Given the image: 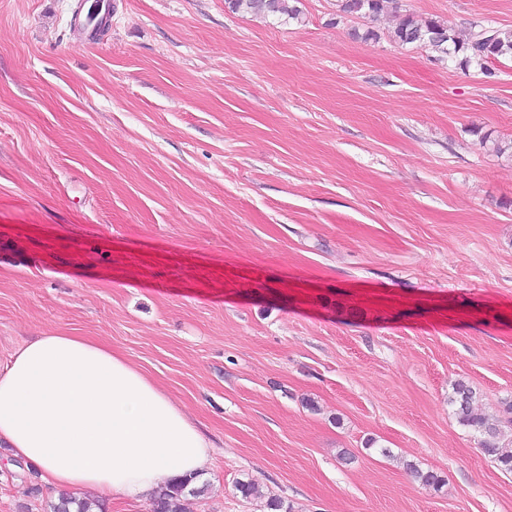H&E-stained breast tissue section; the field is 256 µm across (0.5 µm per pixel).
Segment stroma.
Listing matches in <instances>:
<instances>
[{"label":"stroma","instance_id":"obj_1","mask_svg":"<svg viewBox=\"0 0 512 512\" xmlns=\"http://www.w3.org/2000/svg\"><path fill=\"white\" fill-rule=\"evenodd\" d=\"M74 6L0 0V359L48 329L126 356L214 439L189 512H263L240 479L293 512H512L448 403L512 398V60L391 38L512 0H112L92 45ZM52 498L0 449V512ZM224 4L232 13L258 15L296 23L302 22L303 18L300 0H225ZM400 0H336L337 11L341 17L360 16L376 19L389 10H397ZM237 491L240 493L243 500L250 502L258 499H264V507L269 510L268 512H281L283 511L284 502L279 497L268 496L266 497L252 482L239 481L236 485Z\"/></svg>","mask_w":512,"mask_h":512}]
</instances>
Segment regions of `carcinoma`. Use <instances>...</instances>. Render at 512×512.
Returning <instances> with one entry per match:
<instances>
[{"instance_id": "obj_1", "label": "carcinoma", "mask_w": 512, "mask_h": 512, "mask_svg": "<svg viewBox=\"0 0 512 512\" xmlns=\"http://www.w3.org/2000/svg\"><path fill=\"white\" fill-rule=\"evenodd\" d=\"M337 11L342 17L360 16L376 19L382 14L398 9L399 0H336ZM232 13L251 14L283 20L285 22L302 21L303 11L300 0H224ZM392 38L401 45H419L428 47L441 57L458 60L460 66H475L486 77L494 76L490 63L501 58L512 59V28L487 27L479 22L471 23L467 34L459 37L448 31L439 20L430 18L420 22L413 15H405L393 30ZM450 404L460 425L480 437L481 452L496 463L501 470L512 473V443L508 433L512 431V401L506 403V419L489 418L476 410V391L466 382L456 380L452 383ZM406 469L416 481L436 490L442 488L444 479L431 469H422L411 462ZM237 491L243 500L250 502L265 499V508L269 512H282L284 502L275 496H264L249 481H239ZM208 491V485H191L187 482H171L160 487L151 498V512H185L187 497H200ZM98 505L77 498L69 492L60 493L47 504V512H95Z\"/></svg>"}]
</instances>
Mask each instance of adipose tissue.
<instances>
[{
    "label": "adipose tissue",
    "mask_w": 512,
    "mask_h": 512,
    "mask_svg": "<svg viewBox=\"0 0 512 512\" xmlns=\"http://www.w3.org/2000/svg\"><path fill=\"white\" fill-rule=\"evenodd\" d=\"M0 446L50 489L139 502L171 480H198L213 443L123 354L46 331L0 362Z\"/></svg>",
    "instance_id": "obj_1"
}]
</instances>
